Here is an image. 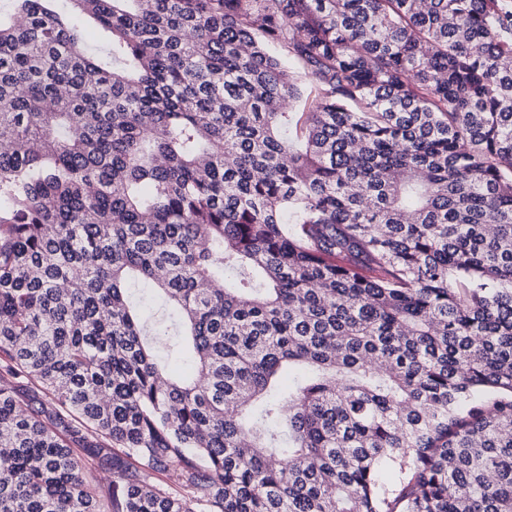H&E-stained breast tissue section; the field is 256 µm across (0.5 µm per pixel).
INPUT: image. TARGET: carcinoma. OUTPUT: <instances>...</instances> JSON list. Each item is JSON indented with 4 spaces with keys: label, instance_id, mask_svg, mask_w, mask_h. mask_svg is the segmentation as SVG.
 Instances as JSON below:
<instances>
[{
    "label": "carcinoma",
    "instance_id": "obj_1",
    "mask_svg": "<svg viewBox=\"0 0 512 512\" xmlns=\"http://www.w3.org/2000/svg\"><path fill=\"white\" fill-rule=\"evenodd\" d=\"M54 2L0 0V512H512V0Z\"/></svg>",
    "mask_w": 512,
    "mask_h": 512
}]
</instances>
